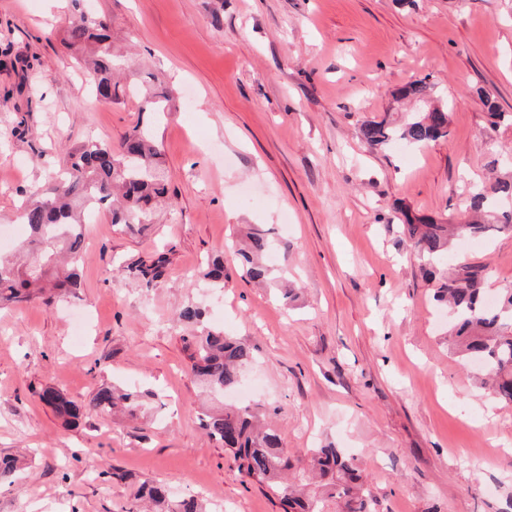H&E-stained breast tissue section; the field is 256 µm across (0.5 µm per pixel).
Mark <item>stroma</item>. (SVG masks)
<instances>
[{
	"label": "stroma",
	"instance_id": "obj_1",
	"mask_svg": "<svg viewBox=\"0 0 512 512\" xmlns=\"http://www.w3.org/2000/svg\"><path fill=\"white\" fill-rule=\"evenodd\" d=\"M70 7L0 0V227L88 135L116 146L138 124L174 206L139 232L100 211L75 295L0 310V456L18 460L0 512H126L145 481L207 512H283L200 424L217 405L189 374L196 328L175 322L189 303L254 348L243 383L284 448L355 457L373 512H512V404L449 349L448 310L395 220L401 206L461 219L494 145H512L481 99L512 111V0H91L138 89L115 103L63 45ZM425 77L451 104L448 139L366 145L360 125L401 122L398 89ZM161 84L168 112H144L141 92ZM256 228L279 243L262 285L234 270ZM158 249L152 286L119 271ZM217 255L231 270L220 302L187 278ZM465 260L489 265L487 291L512 285V233L458 241L447 262ZM48 385L76 400L131 388L144 406L68 426L39 399Z\"/></svg>",
	"mask_w": 512,
	"mask_h": 512
}]
</instances>
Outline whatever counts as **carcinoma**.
I'll use <instances>...</instances> for the list:
<instances>
[{"mask_svg":"<svg viewBox=\"0 0 512 512\" xmlns=\"http://www.w3.org/2000/svg\"><path fill=\"white\" fill-rule=\"evenodd\" d=\"M64 43L79 53H90L89 77L95 96L113 101L124 90L112 76L121 60L112 53L110 25L86 11L82 0H71ZM434 85L424 79L400 90L429 104L427 111L414 112L395 125L385 119L361 124L360 138L372 148H385L394 142L421 147L450 134L448 104H433ZM486 122L490 129L512 126V112L487 104ZM167 174L162 167L159 144L148 128L135 127L114 147L94 138L72 148L56 184L44 193L27 196L21 218L27 236L17 253H0V305L39 300L46 306L65 292L79 286L84 243V224L90 214L106 208L112 224L133 230L151 223L154 206L167 198ZM502 200H512V176L498 177L473 188L465 207L463 224H448L431 218H418L399 210L398 220L411 248L434 262L448 251L453 236L476 238L490 228L494 210ZM272 242L265 233L250 235L246 248L239 250L241 276L256 283L269 280L270 270L263 263ZM167 263L159 253L146 263L135 261L126 270L146 282L158 278ZM490 275L482 263H463L441 273L423 269V276L435 283L433 297L452 310L455 321L448 331V345L459 357L486 365L495 397L512 403V285L501 290L499 303L491 306L483 296V285ZM224 256L208 263L201 272L203 287L224 289ZM190 373L199 389L222 396L238 387L244 371L255 361L254 349L224 335V331L201 328L193 337ZM65 423L74 425L88 410H121L132 419L141 407L139 395L123 388L104 386L85 401H76L59 389L48 386L39 394ZM267 408L262 403L226 407L205 415L207 433L228 450L240 474L265 486L280 497L284 512H371L372 494L358 463L335 444L328 443L296 456L283 448L278 431L265 422ZM138 497L156 506V512H170V491L161 483L146 482Z\"/></svg>","mask_w":512,"mask_h":512,"instance_id":"1","label":"carcinoma"}]
</instances>
